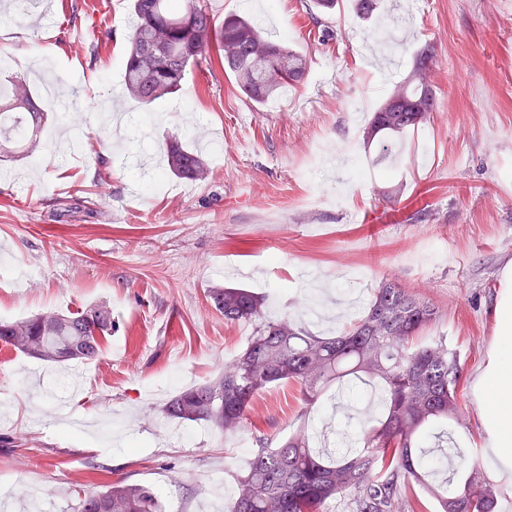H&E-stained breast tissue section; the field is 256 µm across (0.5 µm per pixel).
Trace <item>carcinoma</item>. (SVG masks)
I'll list each match as a JSON object with an SVG mask.
<instances>
[{
  "mask_svg": "<svg viewBox=\"0 0 512 512\" xmlns=\"http://www.w3.org/2000/svg\"><path fill=\"white\" fill-rule=\"evenodd\" d=\"M130 8L134 24L123 84L146 103L176 93L187 69L212 49L256 104L305 78L306 58L262 35L244 16L227 15L218 24L201 0H131ZM434 59L432 48L422 49L410 78L395 85L375 112L366 138L379 141L380 154L435 111L428 80ZM42 116L26 80L15 78L0 95V156L39 152ZM19 122L27 129L22 139L15 136ZM166 162L177 178H208L201 156L175 138L167 144ZM209 298L224 322H251L252 336L215 379L175 395L164 408L166 417L237 435L246 428L256 395L274 385L298 384L307 410L328 388L352 378L382 392L378 413L363 425L353 451L320 455L304 425L274 446L266 437L255 438L257 448L237 478L229 512H325L341 495L350 512H398L411 484L436 499L439 512H497L499 489L475 462L460 458L446 487L430 480L436 469L425 444L435 436L434 425L457 415L460 361L441 339L421 340L438 318L429 300L384 282L357 323L322 337L289 313L266 319L263 299L247 288H213ZM110 335L112 312L104 305L0 320V343L52 364L96 359ZM78 512H163V505L151 487L116 480L80 498Z\"/></svg>",
  "mask_w": 512,
  "mask_h": 512,
  "instance_id": "cac0c4a2",
  "label": "carcinoma"
}]
</instances>
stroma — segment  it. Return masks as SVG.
<instances>
[{
	"label": "stroma",
	"instance_id": "35a3bbf8",
	"mask_svg": "<svg viewBox=\"0 0 512 512\" xmlns=\"http://www.w3.org/2000/svg\"><path fill=\"white\" fill-rule=\"evenodd\" d=\"M49 2L21 13L0 0V84L29 77L47 140L71 135L62 152L0 160V320L103 304L113 329L95 361L51 365L0 346V490L31 484L43 497L12 512H77L117 479L154 488L166 512H226L255 437L304 421L315 447H356L375 410L365 385L357 401L328 392L306 421L298 385L268 388L235 437L162 407L213 379L253 332L225 323L209 289H250L267 317L290 312L333 336L388 278L438 310L428 333L461 366L451 432L498 485L497 512H512V463L492 451L475 385L497 356L491 310L512 297V0H395L409 24L391 60L353 0L322 18L312 0H203L215 20L260 19L306 57L304 81L263 105L215 58L170 98L130 99L129 0ZM428 45L437 110L374 168L368 123ZM114 112L125 142L104 155ZM173 138L194 151L220 141L224 153H203L206 181L169 174L145 190ZM356 162L367 168L358 184Z\"/></svg>",
	"mask_w": 512,
	"mask_h": 512
}]
</instances>
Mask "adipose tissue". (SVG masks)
Wrapping results in <instances>:
<instances>
[{
    "mask_svg": "<svg viewBox=\"0 0 512 512\" xmlns=\"http://www.w3.org/2000/svg\"><path fill=\"white\" fill-rule=\"evenodd\" d=\"M493 314L500 339L499 353L495 369L481 382V409L495 431V454L512 462V300L497 303Z\"/></svg>",
    "mask_w": 512,
    "mask_h": 512,
    "instance_id": "1",
    "label": "adipose tissue"
}]
</instances>
